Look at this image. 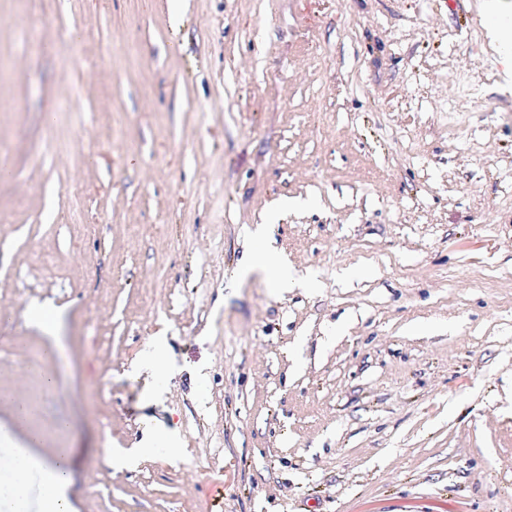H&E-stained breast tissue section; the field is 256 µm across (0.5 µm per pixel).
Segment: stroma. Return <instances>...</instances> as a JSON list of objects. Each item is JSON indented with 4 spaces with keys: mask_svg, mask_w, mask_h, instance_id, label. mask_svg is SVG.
Listing matches in <instances>:
<instances>
[{
    "mask_svg": "<svg viewBox=\"0 0 512 512\" xmlns=\"http://www.w3.org/2000/svg\"><path fill=\"white\" fill-rule=\"evenodd\" d=\"M178 2L0 0V393L34 413L0 400V436L70 450L73 512H512L484 0ZM261 224L302 287L240 274ZM151 430L179 455L106 465ZM31 320L40 326L47 336L57 339L56 331L58 328L59 313L53 306H34L30 310ZM164 351V340L160 338L153 339L149 345V350L146 356L134 368L135 373H149L153 380L152 391L155 394L161 393L171 378V371L161 364V358Z\"/></svg>",
    "mask_w": 512,
    "mask_h": 512,
    "instance_id": "35a3bbf8",
    "label": "stroma"
}]
</instances>
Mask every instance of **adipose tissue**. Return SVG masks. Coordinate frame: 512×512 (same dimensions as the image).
<instances>
[{
    "label": "adipose tissue",
    "mask_w": 512,
    "mask_h": 512,
    "mask_svg": "<svg viewBox=\"0 0 512 512\" xmlns=\"http://www.w3.org/2000/svg\"><path fill=\"white\" fill-rule=\"evenodd\" d=\"M485 26L489 35L499 45V53L505 69H512V10L499 7L496 0H489L485 12ZM255 234L264 239L262 250L250 253L242 262V274L258 272L264 274L279 292L298 287L300 284L289 270L285 261L279 258L267 242V226H259ZM70 457L66 454H54L41 457L27 449L20 448L13 452L9 462V478L6 484L5 499L9 512H19L28 494L27 478L31 472L42 476L44 494L43 512H70L71 505L62 493L69 481Z\"/></svg>",
    "instance_id": "1"
}]
</instances>
